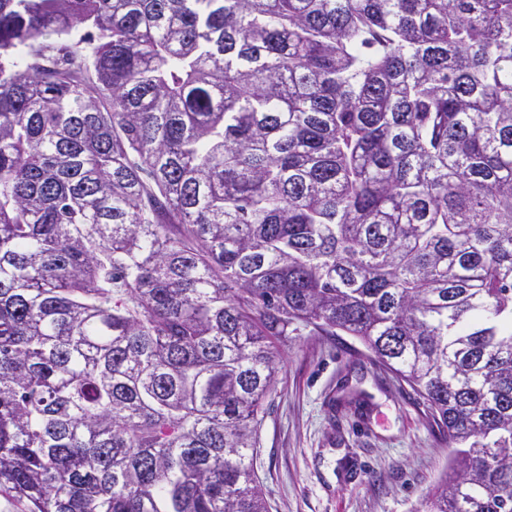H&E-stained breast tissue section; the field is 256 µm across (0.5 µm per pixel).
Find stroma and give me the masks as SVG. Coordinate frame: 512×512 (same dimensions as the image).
Segmentation results:
<instances>
[{
    "instance_id": "stroma-1",
    "label": "stroma",
    "mask_w": 512,
    "mask_h": 512,
    "mask_svg": "<svg viewBox=\"0 0 512 512\" xmlns=\"http://www.w3.org/2000/svg\"><path fill=\"white\" fill-rule=\"evenodd\" d=\"M281 354L254 458L270 512H420L449 453L423 400L343 333Z\"/></svg>"
}]
</instances>
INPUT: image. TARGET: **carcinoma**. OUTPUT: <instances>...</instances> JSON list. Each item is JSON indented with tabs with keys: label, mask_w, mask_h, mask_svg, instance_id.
Segmentation results:
<instances>
[{
	"label": "carcinoma",
	"mask_w": 512,
	"mask_h": 512,
	"mask_svg": "<svg viewBox=\"0 0 512 512\" xmlns=\"http://www.w3.org/2000/svg\"><path fill=\"white\" fill-rule=\"evenodd\" d=\"M302 326L512 512V0H0V494L269 512Z\"/></svg>",
	"instance_id": "obj_1"
}]
</instances>
